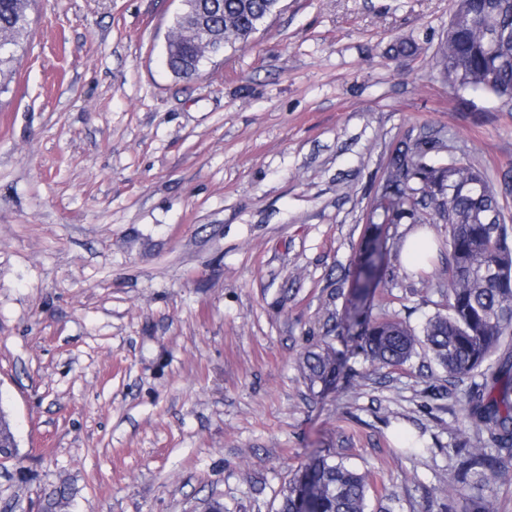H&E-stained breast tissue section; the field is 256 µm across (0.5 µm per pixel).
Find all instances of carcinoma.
<instances>
[{"mask_svg":"<svg viewBox=\"0 0 512 512\" xmlns=\"http://www.w3.org/2000/svg\"><path fill=\"white\" fill-rule=\"evenodd\" d=\"M279 0H194L193 9L212 23L224 47L246 43L278 9ZM28 0H0V67L14 59L26 32ZM203 46L196 36L173 38L166 60L178 77L199 70ZM440 65L454 88L512 101V0H455ZM434 140L405 142L387 159L375 192V222L446 224L438 247L445 261L435 292L443 311L421 330L396 315L372 314L374 294L390 257L379 235L368 236L357 260L350 304L358 313L359 348L380 368H398L423 353L447 374L465 381L459 432L472 446L456 450L448 486L461 512H499L492 487L512 466V225L487 223L499 196L484 172L460 158L437 165ZM345 365L344 354L327 339L307 350L301 369L310 388L324 391ZM13 441L0 411V453ZM373 483L366 472L315 456L288 481L279 512H368ZM75 489L65 481L44 494L37 512H69Z\"/></svg>","mask_w":512,"mask_h":512,"instance_id":"1","label":"carcinoma"}]
</instances>
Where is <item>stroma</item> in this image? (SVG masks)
I'll return each mask as SVG.
<instances>
[{
	"label": "stroma",
	"mask_w": 512,
	"mask_h": 512,
	"mask_svg": "<svg viewBox=\"0 0 512 512\" xmlns=\"http://www.w3.org/2000/svg\"><path fill=\"white\" fill-rule=\"evenodd\" d=\"M179 9L30 0L0 77V407L30 502L63 474L70 512H278L320 454L371 474L372 512H457L462 387L372 366L349 298L401 141L481 168L512 225V103L443 77L452 0H280L188 78ZM436 285L400 273L375 303L418 329ZM325 337L346 364L322 393L300 358ZM180 30L179 27L171 29L167 35V40L173 39L169 54L166 60L168 68L177 77H191L199 70V57L203 52V46L195 35L189 33H180L177 37H172V32Z\"/></svg>",
	"instance_id": "obj_1"
}]
</instances>
